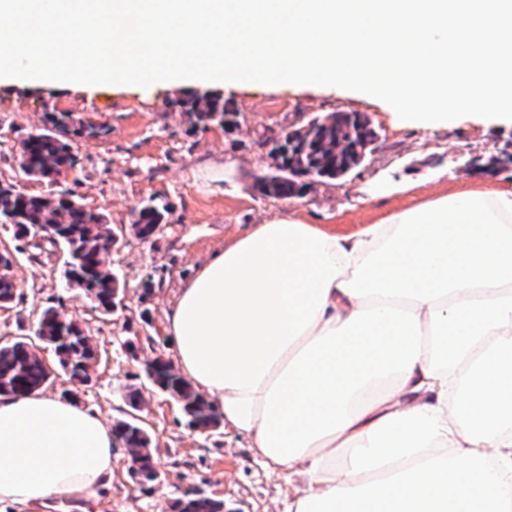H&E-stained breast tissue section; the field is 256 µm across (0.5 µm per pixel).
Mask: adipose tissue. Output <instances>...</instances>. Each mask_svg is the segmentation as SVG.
Returning <instances> with one entry per match:
<instances>
[{
    "label": "adipose tissue",
    "instance_id": "adipose-tissue-1",
    "mask_svg": "<svg viewBox=\"0 0 512 512\" xmlns=\"http://www.w3.org/2000/svg\"><path fill=\"white\" fill-rule=\"evenodd\" d=\"M182 374L298 486L289 512H512V187L348 236L257 225L181 291ZM110 426L0 395V503L93 495Z\"/></svg>",
    "mask_w": 512,
    "mask_h": 512
}]
</instances>
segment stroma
Wrapping results in <instances>:
<instances>
[{
  "label": "stroma",
  "mask_w": 512,
  "mask_h": 512,
  "mask_svg": "<svg viewBox=\"0 0 512 512\" xmlns=\"http://www.w3.org/2000/svg\"><path fill=\"white\" fill-rule=\"evenodd\" d=\"M193 89L231 99L239 111L236 124L205 125L182 111L178 102ZM55 109L89 119L102 132L72 140L78 164L58 181L29 179L19 170L17 145L44 129L47 112ZM335 112L370 119L376 139L365 161L346 177L309 182L292 198L263 193L260 182L272 172L271 134ZM407 180L413 188L400 190ZM0 181L45 196L71 191L117 228L132 224L139 204L152 201L167 210L155 236L142 240L129 233L114 247L108 262L122 291L114 310L65 289V252L45 239L17 255L12 275L22 298L0 307L5 342L50 307L91 337L100 360L91 382L80 387L78 403L111 426L137 418L150 433L158 481L144 487L134 482L129 453L118 443L112 472L95 498L0 503V512H173L176 500L194 492L223 500L224 512H287L293 494L287 474L266 466L250 439L231 426L191 428L180 404L143 371L155 357L175 358L168 315L181 288L224 246L275 218L291 216L348 235L440 196L511 182L512 126L466 116L445 127H403L381 100L291 84L226 89L214 82L192 88L166 82L63 94L0 88ZM149 281L154 287L148 292ZM132 385L141 391L136 411L126 397Z\"/></svg>",
  "instance_id": "1"
}]
</instances>
